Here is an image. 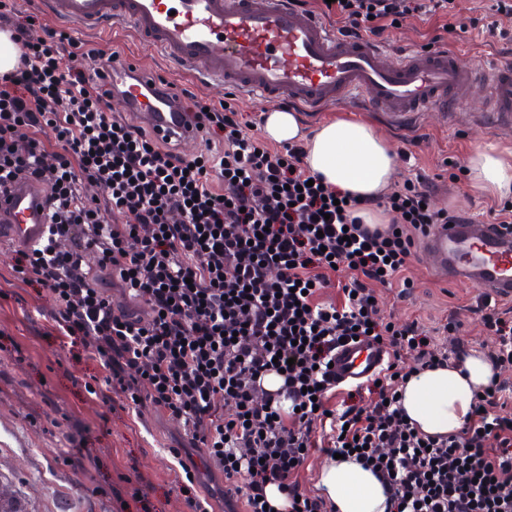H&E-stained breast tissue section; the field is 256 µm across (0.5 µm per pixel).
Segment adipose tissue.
<instances>
[{"label":"adipose tissue","mask_w":512,"mask_h":512,"mask_svg":"<svg viewBox=\"0 0 512 512\" xmlns=\"http://www.w3.org/2000/svg\"><path fill=\"white\" fill-rule=\"evenodd\" d=\"M306 162L326 182L365 197L388 184L394 157L373 129L338 120L322 125L310 138ZM473 189L512 195V159L491 147L476 148L468 162ZM493 369L484 354L472 352L461 362L427 368L408 380L401 405L411 423L428 435L457 433L477 392ZM317 485L335 512H387L385 491L375 475L352 458L330 459L317 474Z\"/></svg>","instance_id":"obj_1"}]
</instances>
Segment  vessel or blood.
I'll use <instances>...</instances> for the list:
<instances>
[{"label":"vessel or blood","instance_id":"vessel-or-blood-1","mask_svg":"<svg viewBox=\"0 0 512 512\" xmlns=\"http://www.w3.org/2000/svg\"><path fill=\"white\" fill-rule=\"evenodd\" d=\"M80 27L121 21L181 67L226 82L248 95L288 101L322 112L360 96L377 112H457L474 87H483L495 123L512 125V63L493 69L464 66L444 48L391 57L377 42L346 39L291 0H32V8ZM112 83L131 91L127 106L146 125L182 141L192 134L177 112L143 110L145 73L122 57L111 60ZM45 195L29 181L0 198V217L20 243L45 235ZM431 269L498 298L512 297V236L464 218L438 225L426 244ZM386 353L359 339L336 353L341 386H356L382 367Z\"/></svg>","mask_w":512,"mask_h":512}]
</instances>
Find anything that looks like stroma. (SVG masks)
I'll return each instance as SVG.
<instances>
[{"instance_id":"obj_1","label":"stroma","mask_w":512,"mask_h":512,"mask_svg":"<svg viewBox=\"0 0 512 512\" xmlns=\"http://www.w3.org/2000/svg\"><path fill=\"white\" fill-rule=\"evenodd\" d=\"M491 5L492 0H458L456 20L467 23L468 30L446 34L443 44L464 63L489 68L512 59V52L485 30L491 22L512 30V18L495 17ZM472 18L482 19V26L470 27ZM438 26L435 20L406 22L387 33L382 45L395 56L423 50ZM77 35L90 46L123 53L150 76L200 98L215 104L232 100L245 120L259 121L271 108L232 85L207 82L178 67L128 25L86 28ZM483 103V91L475 89L461 112H412L399 120L388 112L332 108L302 113L301 119L311 133L322 123L341 119L371 126L395 155L391 182L424 175L437 186L436 207L486 223L502 199L470 192L466 179L449 177L452 166H465L477 146L491 143L512 150V127L493 126ZM12 266L11 250L0 246V491L12 495L21 512H137L142 504L151 512H190L175 489L183 467L189 466L196 469L198 493L209 499L213 512H244L242 500L225 497L224 475L216 462L203 461L193 449L183 461L173 457L180 431L176 421L149 406L134 414L118 401L108 406L87 399L84 385L96 373L93 363L70 360L49 336L50 324L41 313L51 309L50 297L17 279ZM408 274L413 281L409 301L395 300L384 286L375 285L385 318H416L431 330L461 308L460 344L477 351L494 348L495 336L466 310L476 288L436 275L419 250ZM71 433L81 436V450L69 447L66 437Z\"/></svg>"}]
</instances>
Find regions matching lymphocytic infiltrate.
<instances>
[{
  "label": "lymphocytic infiltrate",
  "mask_w": 512,
  "mask_h": 512,
  "mask_svg": "<svg viewBox=\"0 0 512 512\" xmlns=\"http://www.w3.org/2000/svg\"><path fill=\"white\" fill-rule=\"evenodd\" d=\"M456 0H322L346 37L380 36L413 19L444 18ZM14 0H0V31L21 53L0 75V195L27 179L43 186L47 238L14 249L13 271L48 294L61 340L96 363L90 399L150 403L183 426L184 448L216 461L245 512H265L267 485L287 512H329L297 476L313 449L357 456L382 482L390 512H512V306L479 297L475 311L497 338L494 368L465 426L429 436L398 398L413 374L466 354L459 313L435 332L381 316L374 284L407 300L417 238L454 214L431 207L419 177L355 197L313 175L304 143L274 147L248 135L234 106L173 95L207 145L177 144L127 125L110 110L112 81L90 71L103 58L64 28L33 37ZM55 139L45 142L44 129ZM384 208V227L359 213ZM94 253L95 264L85 260ZM337 279L339 301L321 290ZM371 336L389 360L377 378L340 393L329 364L343 340ZM283 384L265 390L262 379ZM359 444L361 452L350 449Z\"/></svg>",
  "instance_id": "1"
}]
</instances>
